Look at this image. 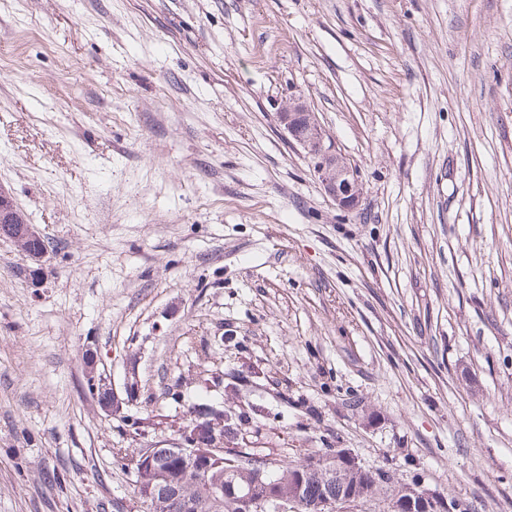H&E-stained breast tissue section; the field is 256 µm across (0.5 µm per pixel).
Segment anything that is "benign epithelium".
<instances>
[{
    "mask_svg": "<svg viewBox=\"0 0 512 512\" xmlns=\"http://www.w3.org/2000/svg\"><path fill=\"white\" fill-rule=\"evenodd\" d=\"M277 116L288 136L313 160L314 171L336 207L347 211L356 209L360 202L357 170L338 155L332 146L326 144L325 133L306 102L299 97L290 98L279 107ZM15 210L16 205L10 194L0 189V228L8 230L9 240L23 254L33 255V262L41 266L47 253L32 249L38 231L32 224L19 222ZM169 452L180 455L186 466L191 467L199 456L205 454V449L197 447L185 436V430L181 429L171 447L149 449L140 458L139 469H155L161 455ZM296 471H303L305 475L326 484L336 483L348 488L344 499L346 503L359 502L375 489L371 484L364 493L357 494V485L352 479L355 474L365 472V468L345 451L323 458H310L297 466ZM262 477L261 471L241 467L228 479L217 483L212 490L218 496L233 499L239 505V512H266L269 508L289 512L304 503L302 485H297L288 497L281 498ZM428 497L429 494L413 486H406L400 494L389 499L388 512H415V505L425 503Z\"/></svg>",
    "mask_w": 512,
    "mask_h": 512,
    "instance_id": "benign-epithelium-1",
    "label": "benign epithelium"
}]
</instances>
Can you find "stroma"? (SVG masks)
I'll list each match as a JSON object with an SVG mask.
<instances>
[{
	"label": "stroma",
	"instance_id": "obj_1",
	"mask_svg": "<svg viewBox=\"0 0 512 512\" xmlns=\"http://www.w3.org/2000/svg\"><path fill=\"white\" fill-rule=\"evenodd\" d=\"M0 188L52 245L36 286L0 238V512H147L202 397L225 447L512 512V0H0ZM284 130L314 163V171L325 193L338 209L354 210L360 202L357 170L326 144L314 112L301 98H289L277 112Z\"/></svg>",
	"mask_w": 512,
	"mask_h": 512
}]
</instances>
